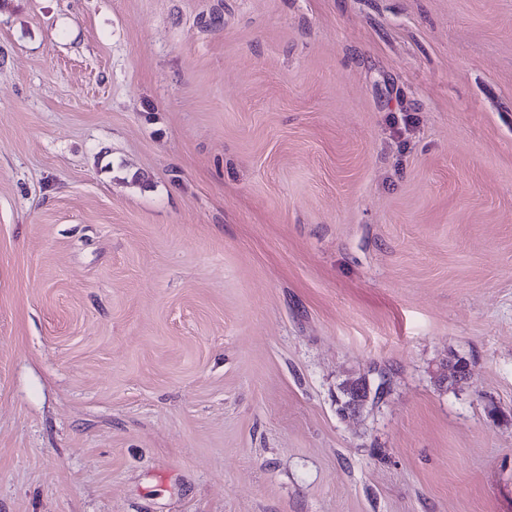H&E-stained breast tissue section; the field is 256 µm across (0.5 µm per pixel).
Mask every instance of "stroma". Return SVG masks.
Returning <instances> with one entry per match:
<instances>
[{
    "label": "stroma",
    "instance_id": "1",
    "mask_svg": "<svg viewBox=\"0 0 512 512\" xmlns=\"http://www.w3.org/2000/svg\"><path fill=\"white\" fill-rule=\"evenodd\" d=\"M0 512H512V0H0ZM347 392L354 393L355 398L346 402H343L339 398L336 400L338 405V414L343 418L359 415L364 411L369 402V399L364 398L363 384L357 380L348 382Z\"/></svg>",
    "mask_w": 512,
    "mask_h": 512
}]
</instances>
